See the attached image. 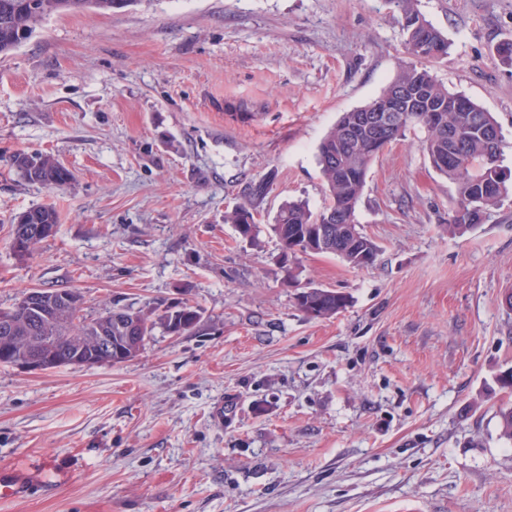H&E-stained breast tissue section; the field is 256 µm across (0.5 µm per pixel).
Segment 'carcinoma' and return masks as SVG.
<instances>
[{"label": "carcinoma", "instance_id": "cac0c4a2", "mask_svg": "<svg viewBox=\"0 0 512 512\" xmlns=\"http://www.w3.org/2000/svg\"><path fill=\"white\" fill-rule=\"evenodd\" d=\"M114 0H0V55L12 52L35 31L44 19L66 12L113 9ZM401 18L408 53L420 60L448 54V39L417 8L416 0H387ZM406 84L425 87L427 100L422 118H395L380 137L364 131L363 107L342 113L318 148V164L326 182L327 203L318 212L303 201L281 206L272 230L281 249L298 254H334L353 267L374 263L378 246L358 229L356 208L373 160L392 142L414 126L427 131L425 150L432 166L455 187L456 206L448 229L464 232L484 220L487 212L512 195V171L502 165L501 142L487 143L489 131L500 127L493 115L465 94L451 91L427 69L402 67L367 106L386 107L392 90ZM10 168L24 181L49 189H62L72 181L71 171L50 154L17 151L9 158ZM266 186L253 183L245 199L224 214V223L235 225L245 239L255 237V213ZM24 222L14 224L12 237L26 236L31 246L56 234V208L40 205L23 212ZM70 289L30 288L8 309H0V351L20 360L29 355L41 336H60L56 348L61 366L79 351L98 346L94 337H112V357L121 364L138 356L149 342L156 325L170 335L188 333L202 317L200 308L178 305L171 312L155 306L148 310L131 305L112 310V318L90 321L69 307ZM350 304V297L328 288H305L297 293V306L315 318H330Z\"/></svg>", "mask_w": 512, "mask_h": 512}]
</instances>
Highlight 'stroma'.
I'll return each instance as SVG.
<instances>
[{"label":"stroma","instance_id":"stroma-1","mask_svg":"<svg viewBox=\"0 0 512 512\" xmlns=\"http://www.w3.org/2000/svg\"><path fill=\"white\" fill-rule=\"evenodd\" d=\"M448 37L428 69L496 117L512 166V0H418ZM386 0H135L63 13L0 57V307L76 288L83 313L185 301L112 366H0V512H512V198L462 235L455 190L413 127L372 163L356 215L379 248L282 266L280 207L325 202L318 146L413 64ZM50 153L74 179L22 180L4 157ZM267 179L256 239L224 213ZM58 231L18 257L20 213ZM347 294L329 319L297 286ZM224 404V423L208 411ZM23 217L25 218L24 222H19ZM18 218L20 219L18 220ZM18 218L17 222L14 224L10 245L14 253L21 258L30 255L33 248L39 242L56 234L58 229V212L51 204L30 208L29 210L24 211L23 215L18 216ZM19 235H25L26 238L32 242L31 248L25 253L17 251H24V239L16 240L17 250L15 249L14 241Z\"/></svg>","mask_w":512,"mask_h":512}]
</instances>
